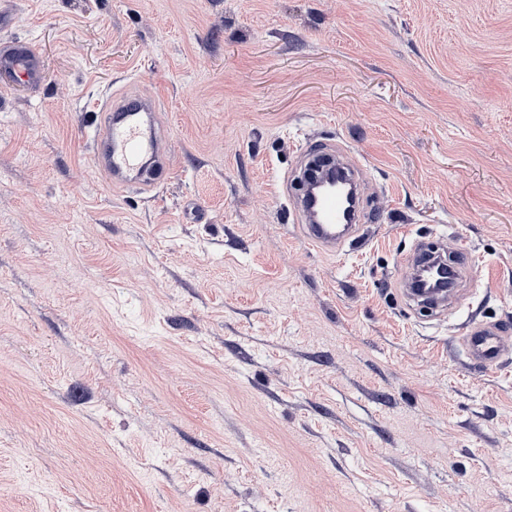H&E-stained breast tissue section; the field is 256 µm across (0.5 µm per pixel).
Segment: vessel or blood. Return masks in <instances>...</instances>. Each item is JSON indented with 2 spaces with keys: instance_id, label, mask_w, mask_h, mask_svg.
<instances>
[{
  "instance_id": "obj_1",
  "label": "vessel or blood",
  "mask_w": 512,
  "mask_h": 512,
  "mask_svg": "<svg viewBox=\"0 0 512 512\" xmlns=\"http://www.w3.org/2000/svg\"><path fill=\"white\" fill-rule=\"evenodd\" d=\"M0 71L13 81L34 87L45 78L41 58L32 50L15 43L0 45ZM161 100L141 94L115 93L97 102L92 112L101 121L93 129L91 163L105 172L113 184L136 191L150 190L141 174L152 162L172 167L169 144L159 122ZM294 207L302 223L305 238L317 249L335 251L359 228L364 219L362 205L345 212L344 201L336 193H328L318 206H310L307 196H299ZM437 262L445 265L450 283H457L463 271L477 272L476 261L461 265L448 261L445 248L432 243L421 244L411 257V274L402 280L405 288H413L412 273L420 266ZM462 355L483 369L498 367L502 358L512 352V341L504 330L487 322H471L460 339Z\"/></svg>"
}]
</instances>
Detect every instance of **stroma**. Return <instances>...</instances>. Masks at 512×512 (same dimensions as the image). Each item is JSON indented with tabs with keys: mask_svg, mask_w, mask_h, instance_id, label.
Instances as JSON below:
<instances>
[{
	"mask_svg": "<svg viewBox=\"0 0 512 512\" xmlns=\"http://www.w3.org/2000/svg\"><path fill=\"white\" fill-rule=\"evenodd\" d=\"M45 79L0 96V512H512V0H11ZM160 96L146 194L88 111ZM366 168L364 241L289 200L300 150ZM480 265L442 318L423 242ZM505 333L495 324L471 322L460 339L461 353L472 364L485 370L496 368L502 358L511 352Z\"/></svg>",
	"mask_w": 512,
	"mask_h": 512,
	"instance_id": "1",
	"label": "stroma"
}]
</instances>
